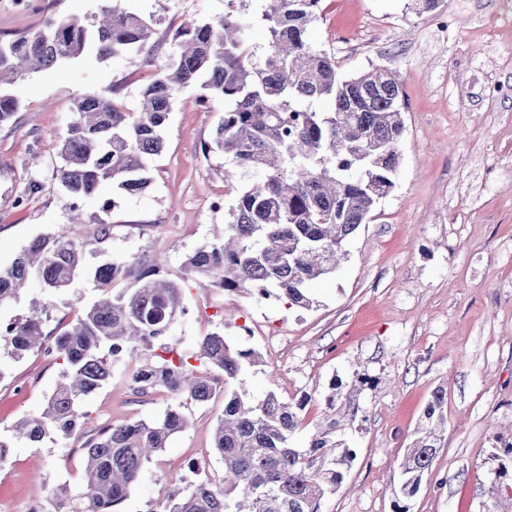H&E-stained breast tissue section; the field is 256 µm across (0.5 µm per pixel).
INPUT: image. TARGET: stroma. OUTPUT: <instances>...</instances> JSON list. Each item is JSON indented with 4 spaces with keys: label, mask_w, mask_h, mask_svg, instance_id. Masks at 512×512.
I'll return each instance as SVG.
<instances>
[{
    "label": "stroma",
    "mask_w": 512,
    "mask_h": 512,
    "mask_svg": "<svg viewBox=\"0 0 512 512\" xmlns=\"http://www.w3.org/2000/svg\"><path fill=\"white\" fill-rule=\"evenodd\" d=\"M40 2L31 11L17 0H0V40L49 17H91L106 0ZM502 5L442 0L436 13L421 15L412 0H323L311 42L335 57L343 74L375 66L391 71L404 92L405 132L394 189L349 238L336 273L312 284V309L265 302L250 290L219 291L185 270L186 256L229 221L235 204L224 192L231 159L203 151L224 106H200V90L191 87L169 114L149 188L125 195L107 185L83 202L79 235L87 276L59 293L31 280L19 297L0 303V321L36 310L45 334L57 336L95 298L90 274L106 256L163 253L162 272L182 285L188 309L173 325L172 339L193 345L200 330L191 311L206 303L210 329H223L258 356L238 378L252 399L270 390L285 399L309 395L307 419L314 422L333 381L348 383L358 374L376 379L375 389L361 396L365 420L351 436L356 459L322 512H392L400 462L439 388L446 392L447 424L431 470L406 505L409 512H485L497 493V441L512 437V23L501 21ZM133 6L162 18L152 36L160 61L174 53L173 33L185 20L230 10L247 23L251 45L264 43L250 23L255 0H133ZM439 16L450 17L451 36L435 31ZM150 73L135 55L106 63L78 59L34 73L17 87L21 107L0 127V267L37 235L69 227L53 173L74 100L95 93L134 110ZM493 85L503 93L492 102ZM33 180L43 191L17 206ZM216 196L223 206L208 210L207 200ZM101 223L111 227L103 246L94 237ZM245 323L254 325L253 335L244 334ZM61 372L59 359L37 351L17 359L0 342V437L42 411ZM167 403L159 394L134 395L126 371L116 367L88 399L77 435L52 436L38 448L13 443V463L0 472V496L20 499L49 494L62 482L81 485L86 440L108 424L152 419ZM223 408L219 397L186 406L189 427L148 464L124 512H149L176 493L196 454L222 473L211 436Z\"/></svg>",
    "instance_id": "stroma-1"
}]
</instances>
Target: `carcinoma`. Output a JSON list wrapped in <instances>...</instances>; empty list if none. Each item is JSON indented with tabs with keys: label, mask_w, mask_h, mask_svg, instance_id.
<instances>
[{
	"label": "carcinoma",
	"mask_w": 512,
	"mask_h": 512,
	"mask_svg": "<svg viewBox=\"0 0 512 512\" xmlns=\"http://www.w3.org/2000/svg\"><path fill=\"white\" fill-rule=\"evenodd\" d=\"M123 2L112 0L94 22L53 20L0 41V126L20 108L12 85L32 73L88 53L102 61L139 55L154 66L136 112L95 93L74 101L75 119L61 141L54 180L75 228L82 224V202L101 185L129 195L145 191L177 97L199 87L200 104L224 102L205 151L232 157L224 186L238 197L231 221L187 257V271L222 291L260 288L311 308L310 284L336 271L346 241L395 186L405 130L400 83L380 67L343 77L336 60L311 45L307 31L321 0H258L257 22L265 33L260 56L245 48V28L230 11L216 20L186 21L174 36L179 54L161 65L150 45L161 18ZM163 262L159 254L132 262L107 258L94 273L100 298L53 339L44 335L37 313L15 322L7 339L14 358L52 348L65 368L43 411L17 422L12 438L40 445L51 435H74L86 418L87 399L119 364L134 394H170L173 403L156 418L106 426L84 443L83 485L64 483L52 493L67 512H122L145 466L189 426L184 401L203 405L214 397L211 372L217 370L224 373V409L212 448L223 473L149 512H321L355 459L345 435L360 427V396L375 380L362 375L332 383L308 447L293 446L310 399L284 401L270 391L254 402L239 390L234 381L254 363V351L231 345L219 331L189 350L165 341L172 315L184 314L185 307L182 288L161 275ZM83 265V242L74 232L40 234L0 268V303L17 297L34 277L50 292L64 291ZM131 275L134 287L113 288ZM444 402L439 388L424 408L401 463L398 497H413L432 467L446 421Z\"/></svg>",
	"instance_id": "1"
}]
</instances>
